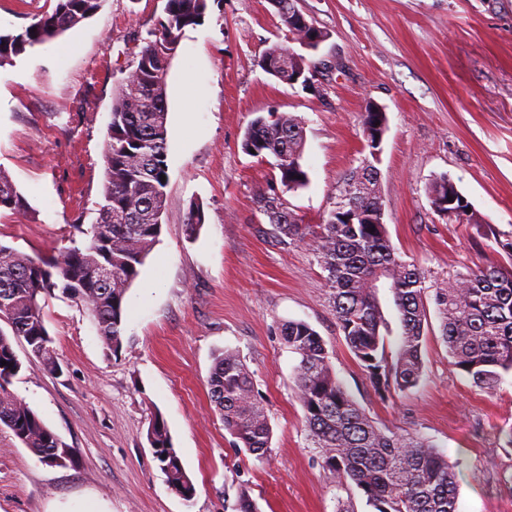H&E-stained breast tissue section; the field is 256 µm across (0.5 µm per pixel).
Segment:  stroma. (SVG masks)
Listing matches in <instances>:
<instances>
[{
	"instance_id": "stroma-1",
	"label": "stroma",
	"mask_w": 512,
	"mask_h": 512,
	"mask_svg": "<svg viewBox=\"0 0 512 512\" xmlns=\"http://www.w3.org/2000/svg\"><path fill=\"white\" fill-rule=\"evenodd\" d=\"M166 0H102L61 37L0 66V170L26 200L0 219V244L29 255L69 247L74 222L97 218L112 98ZM54 0H0V30L19 31ZM327 31L317 55L335 60L320 91L288 85L257 60L288 32L269 0H210L186 29L167 76V206L162 232L127 294L122 346L107 350L87 314L57 296L45 309L62 371L50 374L25 344L10 392L71 448L64 467L39 460L0 425V512H374L354 483L324 473L279 330L307 322L337 379L383 428L419 435L455 467L457 512H512V376L494 392L454 368L437 334L422 348L414 389L376 397L333 311L311 237L364 154L366 102L388 116L377 163L392 245L426 275L506 260L489 229L512 231V0H298ZM303 122L305 188L284 193L309 235L282 236L255 205L273 158L243 148L252 120ZM449 176L479 221L439 215L427 189ZM204 224L187 237L191 203ZM250 369L272 428L256 459L235 449L214 411L209 376L225 349ZM161 417L193 481L184 500L154 458L148 428Z\"/></svg>"
}]
</instances>
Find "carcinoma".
Wrapping results in <instances>:
<instances>
[{"label": "carcinoma", "instance_id": "cac0c4a2", "mask_svg": "<svg viewBox=\"0 0 512 512\" xmlns=\"http://www.w3.org/2000/svg\"><path fill=\"white\" fill-rule=\"evenodd\" d=\"M102 0H56L52 12L35 17L21 31L0 32V66L25 52L56 40L92 17ZM291 40L308 31L295 25L296 0H270ZM208 0H166V17L148 33L133 69L113 96L105 144V181L98 218L88 227L73 225L84 236L71 239L59 255L31 257L0 245V424L42 461L56 460V435L26 403L8 390L22 368L13 342L24 341L48 371L60 365L45 322V307L55 291L80 305L91 317L107 349L121 346V326L129 289L140 267L159 240L166 209L167 93L170 62L188 27L203 23ZM320 60L309 59L276 43L258 60L267 74L286 83L298 72L315 78ZM365 155L344 178L341 201L314 237V251L330 290L336 321L365 378L384 400L416 388L424 375L422 347L429 333L425 274L392 246L384 222L377 168L387 113L368 102L361 113ZM245 150L275 159L273 179L256 200L258 210L277 231L292 240L305 237V226L288 209L284 193L307 186L302 160L303 126L291 114L255 118L249 125ZM435 210L475 224L470 203L447 176L429 187ZM25 201L11 178L0 171V213L20 215ZM204 224L202 206L190 205L185 232L193 237ZM496 245L509 267L490 266L455 273L434 292L440 338L452 365L472 384L493 389L512 374V233ZM112 268L103 280L100 269ZM387 288L399 314L394 350L378 290ZM288 349L296 355L295 377L304 421L321 467L338 484L350 480L375 512H457V483L448 455L420 436L397 435L380 427L336 378L322 337L308 323L282 325ZM211 401L224 429L257 459L271 448L272 428L257 399L253 379L238 352L227 349L215 360L209 378ZM148 436L155 459L169 485L182 497L195 493L194 484L173 447L163 419L157 417Z\"/></svg>", "mask_w": 512, "mask_h": 512}]
</instances>
